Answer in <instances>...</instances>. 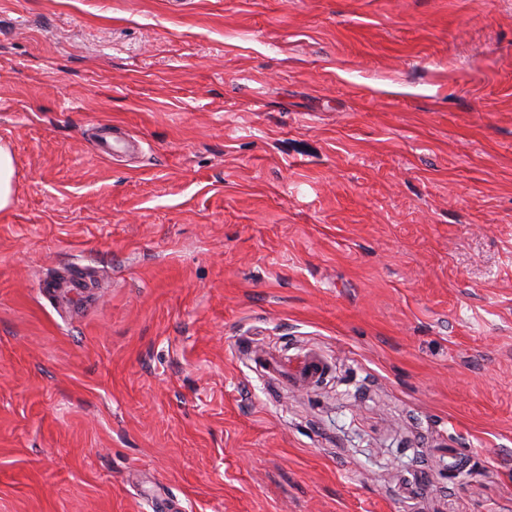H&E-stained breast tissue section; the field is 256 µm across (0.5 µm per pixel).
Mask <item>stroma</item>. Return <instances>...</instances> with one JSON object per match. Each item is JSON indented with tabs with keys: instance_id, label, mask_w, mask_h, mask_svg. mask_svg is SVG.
Instances as JSON below:
<instances>
[{
	"instance_id": "1",
	"label": "stroma",
	"mask_w": 512,
	"mask_h": 512,
	"mask_svg": "<svg viewBox=\"0 0 512 512\" xmlns=\"http://www.w3.org/2000/svg\"><path fill=\"white\" fill-rule=\"evenodd\" d=\"M0 144V512H512V0H0ZM15 166L9 149L0 145V210L8 208L14 196ZM295 379L302 385H315L328 372V364L318 355L309 354L295 362Z\"/></svg>"
}]
</instances>
